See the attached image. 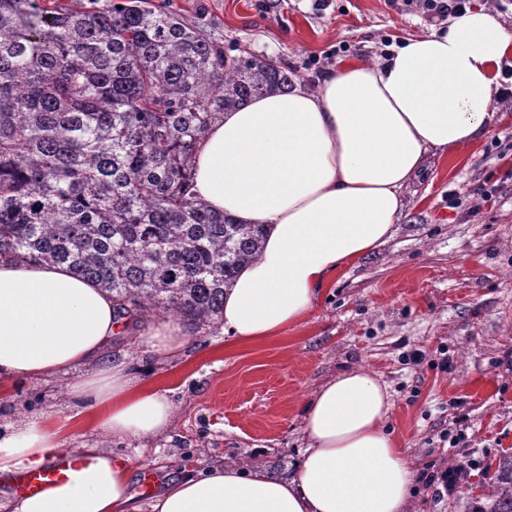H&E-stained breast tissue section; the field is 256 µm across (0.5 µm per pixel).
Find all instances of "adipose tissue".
<instances>
[{"label":"adipose tissue","mask_w":512,"mask_h":512,"mask_svg":"<svg viewBox=\"0 0 512 512\" xmlns=\"http://www.w3.org/2000/svg\"><path fill=\"white\" fill-rule=\"evenodd\" d=\"M512 33L472 10L411 35L379 63L341 64L317 91L254 98L210 128L194 191L219 214L262 224L261 255L224 295L222 330L249 345L298 326L337 270L392 235L403 192L430 153L451 154L492 131V105ZM118 324L112 298L65 268L0 261V384L94 362L72 392L91 398L101 429L148 437L167 427L164 391L102 362ZM388 388L356 368L330 378L305 406L308 445L292 476L212 467L167 484L152 512H409L413 476L386 431ZM57 435L29 425L0 436V476L44 467ZM85 468L10 512H141L124 458L85 448Z\"/></svg>","instance_id":"obj_1"}]
</instances>
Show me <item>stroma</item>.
I'll return each mask as SVG.
<instances>
[{
    "mask_svg": "<svg viewBox=\"0 0 512 512\" xmlns=\"http://www.w3.org/2000/svg\"><path fill=\"white\" fill-rule=\"evenodd\" d=\"M224 44L288 66L316 89L339 62L381 61L386 41L428 33L431 22L404 0H170ZM345 53H336L338 45ZM491 134L448 156L430 155L404 192L393 236L337 273L313 309L283 336L242 346L221 327L193 334L161 357L141 328L113 336L109 356L139 381L165 390L169 426L138 440L99 428L71 387L88 369L19 380L0 398V432L36 423L66 448L126 458L140 501L186 474L234 463L290 475L306 440L307 401L356 367L391 395L387 425L414 473L411 512H465L480 500L501 455L512 452V104L497 107ZM494 188L492 199L484 191ZM464 464L453 493L433 471Z\"/></svg>",
    "mask_w": 512,
    "mask_h": 512,
    "instance_id": "35a3bbf8",
    "label": "stroma"
}]
</instances>
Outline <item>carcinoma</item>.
Returning <instances> with one entry per match:
<instances>
[{"mask_svg":"<svg viewBox=\"0 0 512 512\" xmlns=\"http://www.w3.org/2000/svg\"><path fill=\"white\" fill-rule=\"evenodd\" d=\"M293 87L165 2L0 0V260L66 267L126 326L201 332L265 233L195 198V155L222 114ZM486 488L467 512H512V453Z\"/></svg>","mask_w":512,"mask_h":512,"instance_id":"obj_1","label":"carcinoma"}]
</instances>
